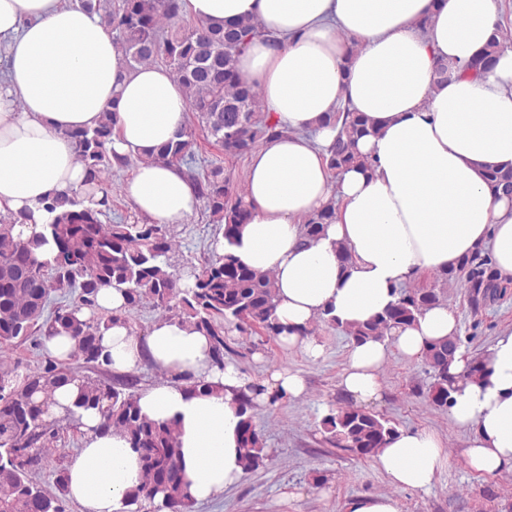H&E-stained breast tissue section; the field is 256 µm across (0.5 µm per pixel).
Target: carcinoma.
<instances>
[{
    "instance_id": "1",
    "label": "carcinoma",
    "mask_w": 512,
    "mask_h": 512,
    "mask_svg": "<svg viewBox=\"0 0 512 512\" xmlns=\"http://www.w3.org/2000/svg\"><path fill=\"white\" fill-rule=\"evenodd\" d=\"M81 5L104 11V26L114 34L129 68L160 61L184 91L194 122L153 149L151 160L175 167L188 164L200 135L213 139L224 154L239 157L280 134L263 116L256 92L241 80L235 67L237 56L262 33L258 22L248 19L224 28L196 21L185 27L180 24L181 0H117L108 6L99 0H81ZM509 45L512 30L496 25L471 70L490 66L493 57ZM326 123L340 125L328 150L330 170L355 165L372 169L371 160L355 148L358 140L372 133L369 119L348 111L327 116ZM114 127V120L106 115L93 128L67 132L84 165L88 192L48 199L40 232L23 239L14 234V227L24 220L12 212H0V344L35 341L61 328L76 341L72 360L101 369L106 362L99 340L102 327L116 317L126 322L131 312L146 305L208 336L214 363L220 367L224 353L232 348L224 341L219 321L242 332L258 326L275 338L288 332L274 317L276 288L270 272L249 268L231 253L214 249L193 272L192 284L184 285L173 261L176 242L168 226L145 218L132 223L102 222L112 201L109 175L112 169L131 163V158L111 149ZM185 175L205 200L210 221L222 226L227 243H234L248 218L245 189L222 166L201 174L189 167ZM482 178L495 195L512 192V169L487 168ZM334 215L335 207L329 205L305 217V237L318 240ZM446 276L461 277L474 307L500 288L486 252L464 257ZM65 288L77 290L79 302L51 304L52 292ZM102 288L124 293L123 312L80 318L81 310L96 308ZM395 294L396 300L384 311L344 328L351 341L382 339L395 327L415 323L440 302L436 291L425 288H397ZM460 344L458 338L439 340L423 353L432 378L426 399L435 410L446 412L452 403L459 377L450 374L448 366ZM70 378L81 382L80 404L99 410L103 427L123 433L139 453L143 480L131 490V498L152 501L161 495L170 512H187L192 500L184 487L175 424L142 415L133 384H112L51 361L24 374L16 365L0 370V512H64L62 496L47 493L33 481L32 473L50 466L56 452L49 447L56 439V422L49 419L48 406L55 389ZM237 401L242 416L241 464L248 474L263 463L265 454L253 424L251 399L241 394ZM322 424L325 441L356 458L374 456L396 433L380 415L352 405L336 408L324 416Z\"/></svg>"
}]
</instances>
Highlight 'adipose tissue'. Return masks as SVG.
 Returning a JSON list of instances; mask_svg holds the SVG:
<instances>
[{
	"label": "adipose tissue",
	"mask_w": 512,
	"mask_h": 512,
	"mask_svg": "<svg viewBox=\"0 0 512 512\" xmlns=\"http://www.w3.org/2000/svg\"><path fill=\"white\" fill-rule=\"evenodd\" d=\"M183 9L226 27L255 19L264 30L236 68L281 134L253 153L249 218L235 244L218 249L273 274L275 317L288 328L281 345L318 359L322 346L310 328L321 312L343 325L366 321L394 302L395 288L427 271L448 272L478 250L490 253L499 280H512V197L491 195L481 177L512 168V47L490 69H470L498 22L497 0H184ZM441 60L454 72L438 84ZM345 106L375 129L356 145L373 169L335 177L327 153L336 130L325 118ZM107 112L116 124L113 150L138 161L124 185L136 212L154 224L185 223L198 205L194 187L176 167L145 159L186 123L170 70H128L100 15L82 6L0 0V212L29 215L24 235L42 224L45 199L82 188L84 168L67 133ZM331 202L334 222L306 241L302 217ZM458 333L455 312L439 303L388 338L353 345L343 393L378 399L390 351L416 359ZM101 345L113 374L148 362L167 372L142 391L139 406L150 419L176 422L194 501L221 498L241 480L234 393L250 381L213 364L208 336L175 319L157 320L143 336L116 321ZM471 361L456 350L449 371L460 382L448 415L471 432L465 457L473 471L512 472V330L483 355L484 375L467 377ZM191 379L214 392L190 390ZM80 427L70 497L84 512H137L129 498L143 478L137 452L103 428L97 410L81 411ZM374 460L394 485L426 491L448 454L433 431L400 430Z\"/></svg>",
	"instance_id": "1"
}]
</instances>
